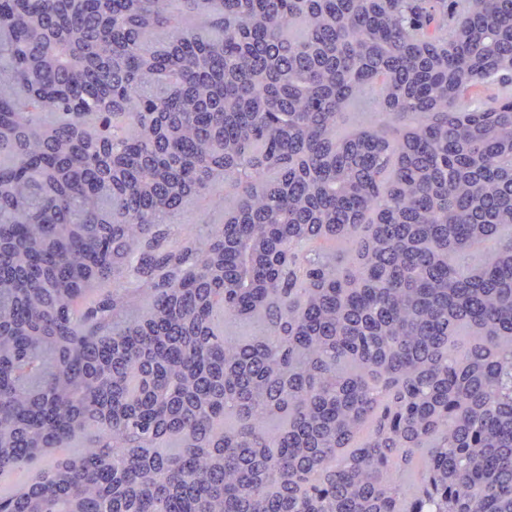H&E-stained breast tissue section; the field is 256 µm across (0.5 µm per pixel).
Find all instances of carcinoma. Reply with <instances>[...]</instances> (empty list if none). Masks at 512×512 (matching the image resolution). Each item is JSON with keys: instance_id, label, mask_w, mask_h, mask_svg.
<instances>
[{"instance_id": "cac0c4a2", "label": "carcinoma", "mask_w": 512, "mask_h": 512, "mask_svg": "<svg viewBox=\"0 0 512 512\" xmlns=\"http://www.w3.org/2000/svg\"><path fill=\"white\" fill-rule=\"evenodd\" d=\"M509 49L512 0H0V478L58 455L0 512H512ZM220 192V190H217L213 194L199 197L184 209L179 218L189 231H193L195 225L203 224L201 222L202 218H206L209 221L208 224H220L223 222L224 212L215 206V199L211 197Z\"/></svg>"}]
</instances>
